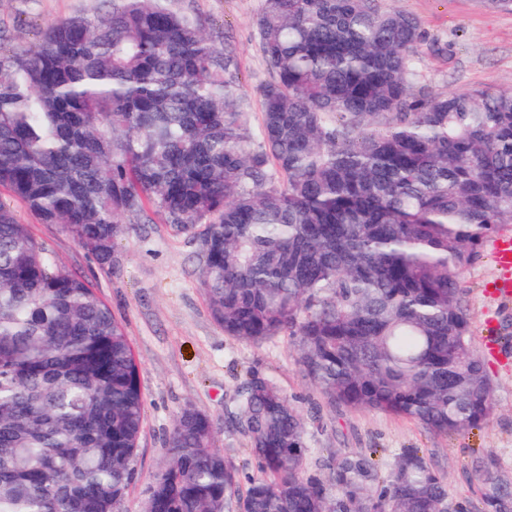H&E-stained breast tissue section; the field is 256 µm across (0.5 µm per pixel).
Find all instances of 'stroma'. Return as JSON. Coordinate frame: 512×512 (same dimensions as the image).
<instances>
[{
    "mask_svg": "<svg viewBox=\"0 0 512 512\" xmlns=\"http://www.w3.org/2000/svg\"><path fill=\"white\" fill-rule=\"evenodd\" d=\"M100 5V0H0V44L31 49L48 25ZM177 5L231 41L244 102L252 122H259L260 90L271 79L255 26L261 0H177ZM382 5L416 17L431 44L423 52L421 84L453 93L512 89V11L488 0H383ZM0 201L29 225L53 261L89 282L122 324L137 357L147 418L122 512H143L153 477L168 462V436L185 407L206 415L215 447L243 464L248 444L229 411L251 370L276 382L304 416L310 470L320 471L337 452L369 448L378 449L388 468L402 451L415 448L447 474L448 495L461 512H477L480 505L475 457L494 458L512 486V300L494 294L502 272L493 261V241L484 243L481 260L463 270L461 279L473 345L494 384V411L480 428L449 437L408 418L332 406L301 373L289 337L253 344L225 336L199 285V243L191 236L160 222L131 223L107 269L61 226L39 223L6 189L0 188Z\"/></svg>",
    "mask_w": 512,
    "mask_h": 512,
    "instance_id": "obj_1",
    "label": "stroma"
}]
</instances>
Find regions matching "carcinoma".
<instances>
[{"instance_id": "carcinoma-1", "label": "carcinoma", "mask_w": 512, "mask_h": 512, "mask_svg": "<svg viewBox=\"0 0 512 512\" xmlns=\"http://www.w3.org/2000/svg\"><path fill=\"white\" fill-rule=\"evenodd\" d=\"M0 45V187L110 268L151 211L196 238L224 335L288 336L330 403L446 435L480 427L493 384L461 271L512 224V90L417 83V18L380 0H262L273 79L253 129L232 48L175 0H102ZM123 326L0 202V512H120L146 418ZM256 471L177 416L151 512H458L415 450L308 468L307 427L249 374L231 412ZM484 512L512 488L478 459Z\"/></svg>"}]
</instances>
